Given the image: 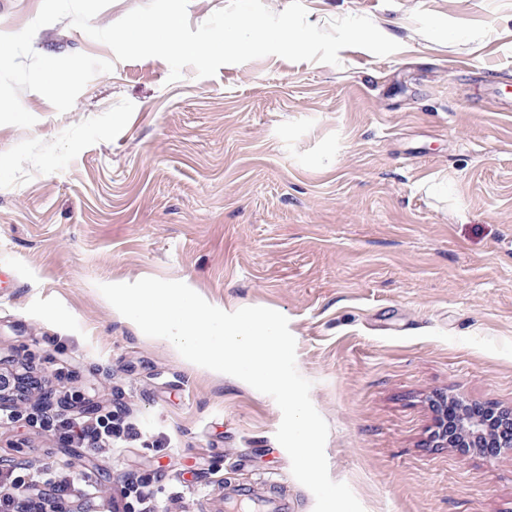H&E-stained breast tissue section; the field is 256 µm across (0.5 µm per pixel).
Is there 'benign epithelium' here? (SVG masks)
<instances>
[{"instance_id": "7a95c632", "label": "benign epithelium", "mask_w": 512, "mask_h": 512, "mask_svg": "<svg viewBox=\"0 0 512 512\" xmlns=\"http://www.w3.org/2000/svg\"><path fill=\"white\" fill-rule=\"evenodd\" d=\"M432 438L438 447H457L460 444L486 445L497 448L512 447V411H507L491 423L460 405L453 423L436 421Z\"/></svg>"}]
</instances>
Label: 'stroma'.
Returning a JSON list of instances; mask_svg holds the SVG:
<instances>
[{
    "label": "stroma",
    "mask_w": 512,
    "mask_h": 512,
    "mask_svg": "<svg viewBox=\"0 0 512 512\" xmlns=\"http://www.w3.org/2000/svg\"><path fill=\"white\" fill-rule=\"evenodd\" d=\"M303 4L400 48L173 82L65 19L33 38L114 68L65 113L22 91L35 125H0V366L44 379L0 424V457L84 472L86 512L136 479L155 512H224L242 487L314 512L275 401L191 367L98 290L145 277L288 318L329 475L364 512H512V448L434 446L431 406L512 410V0ZM64 391L111 413L114 454L62 441V406L33 412Z\"/></svg>",
    "instance_id": "1"
}]
</instances>
